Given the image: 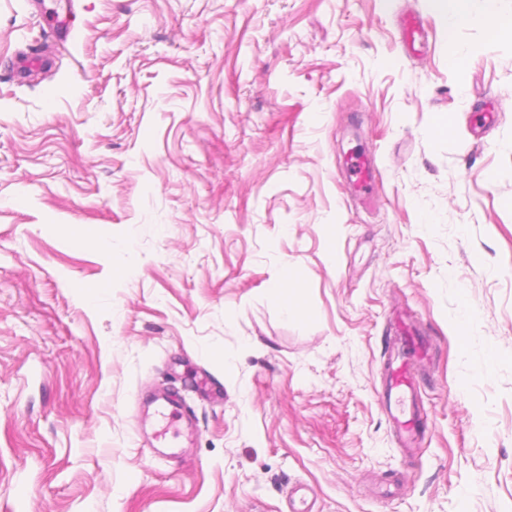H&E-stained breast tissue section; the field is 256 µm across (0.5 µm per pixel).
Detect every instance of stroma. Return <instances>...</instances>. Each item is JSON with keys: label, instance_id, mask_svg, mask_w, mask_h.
<instances>
[{"label": "stroma", "instance_id": "1", "mask_svg": "<svg viewBox=\"0 0 512 512\" xmlns=\"http://www.w3.org/2000/svg\"><path fill=\"white\" fill-rule=\"evenodd\" d=\"M53 2L0 0V512H512V40L427 0ZM403 311L411 454L378 396ZM165 387L181 459L136 432ZM349 160L352 189L364 204H368L372 196L373 161L360 153L352 154Z\"/></svg>", "mask_w": 512, "mask_h": 512}]
</instances>
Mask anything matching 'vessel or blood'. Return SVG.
Listing matches in <instances>:
<instances>
[{"mask_svg": "<svg viewBox=\"0 0 512 512\" xmlns=\"http://www.w3.org/2000/svg\"><path fill=\"white\" fill-rule=\"evenodd\" d=\"M351 186L362 202L372 196L373 161L364 154L350 157ZM398 347L415 346L425 349L426 343L416 324L405 316H396L393 322ZM420 379L414 364L404 355L389 359L384 377V396L389 400L388 417L397 433L401 447L414 448L424 429V415L418 403ZM156 420L150 446L158 453L174 455L180 449L179 439L189 438L196 428L194 413L184 404L178 393L166 392L149 402Z\"/></svg>", "mask_w": 512, "mask_h": 512, "instance_id": "vessel-or-blood-1", "label": "vessel or blood"}]
</instances>
